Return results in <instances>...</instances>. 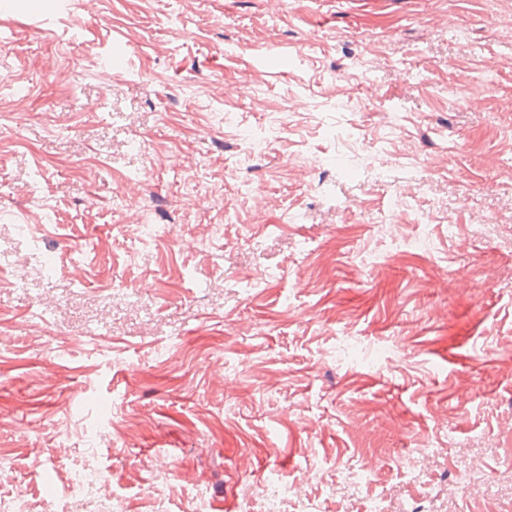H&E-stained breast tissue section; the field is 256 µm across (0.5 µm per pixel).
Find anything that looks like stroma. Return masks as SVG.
<instances>
[{"label":"stroma","instance_id":"35a3bbf8","mask_svg":"<svg viewBox=\"0 0 512 512\" xmlns=\"http://www.w3.org/2000/svg\"><path fill=\"white\" fill-rule=\"evenodd\" d=\"M0 36V503L103 512L92 468L117 512H512V0H11ZM136 233L132 239L133 248H150L165 235V227L152 224H137L135 225ZM259 495L263 501V512H280V505L283 499L293 496L300 498L296 487L291 485H277L273 483L264 484L260 488Z\"/></svg>","mask_w":512,"mask_h":512}]
</instances>
